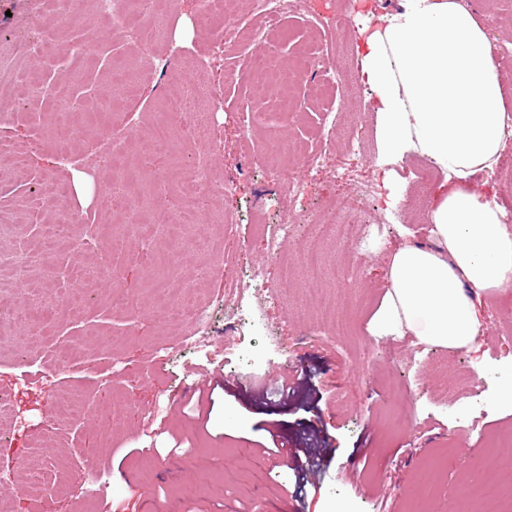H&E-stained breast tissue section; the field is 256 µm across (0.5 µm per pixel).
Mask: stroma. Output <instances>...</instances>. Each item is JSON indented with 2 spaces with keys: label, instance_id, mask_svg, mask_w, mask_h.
Instances as JSON below:
<instances>
[{
  "label": "stroma",
  "instance_id": "obj_1",
  "mask_svg": "<svg viewBox=\"0 0 512 512\" xmlns=\"http://www.w3.org/2000/svg\"><path fill=\"white\" fill-rule=\"evenodd\" d=\"M38 0H0V35H29ZM477 19L495 13L503 32L496 63L506 100L512 104V0H475ZM161 35L153 53L174 52L178 65L151 69L140 50L126 39L105 36V28L86 0H78L63 20L61 33L73 29L99 34L100 56L112 57L137 71L138 84L128 100L126 117L149 128L158 120L165 90L212 78L214 63L206 54L212 24L196 10V0L161 5L156 17ZM285 35L273 36L280 58L291 62L297 49L312 50L320 42L317 29L304 18L285 21ZM362 39L353 34L342 52L346 81L328 101L316 99L309 81L292 89L294 116L269 109L265 125L251 114L260 106L247 81L223 89L224 110L216 120L224 146L210 154L175 128V145L190 158L208 161L222 179L238 178L236 192L201 203V225L183 230L191 252L179 269L196 303L212 312L211 353L194 354L187 345L190 322L158 304L155 285L170 275L160 265L172 244L166 227L151 241L131 228L125 251L110 254L107 245L118 233L119 218L108 202L107 187L93 166V156L112 131L110 119L93 120L78 139L76 161L56 157L57 115L51 107L31 104L16 112L5 129L6 149L21 150L26 165L0 163V253L21 254L32 287H19L12 266L0 267V293L11 299L0 312V332L9 339L0 348V470L10 473L0 483V512H209L211 505L233 506L235 498L253 501L257 512H291V501L279 497V485L294 487L295 472L271 468L252 450L272 437L297 448L305 434L318 433L328 454L306 476L300 512H331L341 504L347 512H512V480L500 471L471 481L477 461L489 452L492 439L512 431V408L489 411L485 398L497 379L512 371V296L486 311L479 348L469 354L415 344L413 337L370 336L367 324L382 301L383 265L388 247L407 231L409 240L427 243L423 222L431 192L419 172L425 161L407 156L394 164L405 187L404 222L387 225L385 249L375 240L361 246L314 235L284 240L279 257L267 254L253 224L254 197L267 188L271 175L263 149L280 138L296 148L311 147L320 127L335 125L337 138L320 172L297 171L309 183L308 206L326 214L352 184L337 180L343 163L345 132L364 139L360 175L381 180L375 114L369 88L360 77ZM149 137H142L127 159L136 192L157 204L182 205L181 176L165 157H152ZM70 188L64 204L37 195L42 182ZM238 221L225 224V213ZM71 223L58 253L69 272L57 283L42 272L39 251L45 234H31L30 223ZM315 247L322 272L309 278L302 252ZM223 266H216V259ZM287 263L290 281H282L278 265ZM348 267L337 281L338 267ZM255 268L267 272L265 324L236 332L226 347L229 320L217 299L224 281ZM90 292L93 302L60 310L56 320L42 309L60 305L73 289ZM333 307L348 320L344 334L323 324L320 311ZM70 349L67 365L53 351ZM456 358L477 376L465 386L443 379L440 360ZM294 373L295 393L275 395L279 376ZM216 379L206 428H198L183 412L202 376ZM68 410L57 420L56 404ZM191 441L184 457L169 455L177 438ZM109 485L105 496L87 498L81 490L85 473Z\"/></svg>",
  "mask_w": 512,
  "mask_h": 512
}]
</instances>
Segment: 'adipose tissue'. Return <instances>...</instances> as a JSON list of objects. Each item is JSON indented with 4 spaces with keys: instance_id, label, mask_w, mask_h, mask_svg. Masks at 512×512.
Wrapping results in <instances>:
<instances>
[{
    "instance_id": "1",
    "label": "adipose tissue",
    "mask_w": 512,
    "mask_h": 512,
    "mask_svg": "<svg viewBox=\"0 0 512 512\" xmlns=\"http://www.w3.org/2000/svg\"><path fill=\"white\" fill-rule=\"evenodd\" d=\"M489 38L459 0H402L364 38L361 76L374 97L379 153L425 159L441 175L429 241L389 255L369 331L471 352L483 299L512 294V233L474 178L505 147V95Z\"/></svg>"
}]
</instances>
